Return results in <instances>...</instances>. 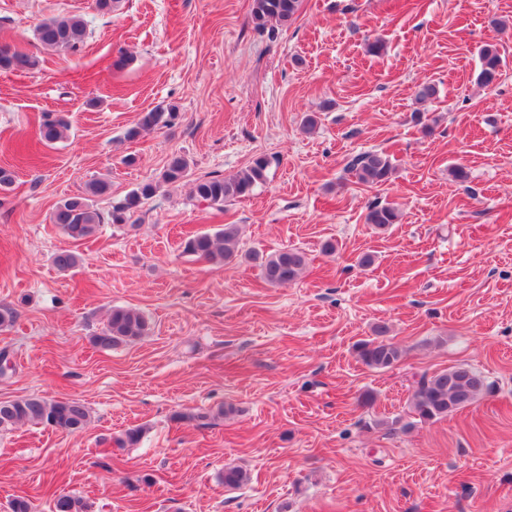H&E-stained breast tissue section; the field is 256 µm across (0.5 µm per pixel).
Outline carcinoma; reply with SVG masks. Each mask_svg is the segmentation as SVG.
I'll return each instance as SVG.
<instances>
[{
	"label": "carcinoma",
	"instance_id": "cac0c4a2",
	"mask_svg": "<svg viewBox=\"0 0 512 512\" xmlns=\"http://www.w3.org/2000/svg\"><path fill=\"white\" fill-rule=\"evenodd\" d=\"M302 0H253L251 20L257 28L270 23L288 25L297 15ZM87 20L80 14H66L40 22L35 29L37 41L44 47L64 53H76L84 44L87 35ZM504 65L499 48L487 44L479 51L477 83L482 87L493 85L501 75ZM36 66V60L20 49L0 50V68L4 70H27ZM176 117L175 108L168 112L145 113L138 126L129 131L135 137L142 131L168 125ZM68 123L63 116L46 112L38 128L39 140L52 145L62 139ZM269 161L259 156L230 178L209 176L193 183L194 196L210 206L218 208L224 204L250 195L254 188L266 179ZM347 168L358 182L382 185L390 181L393 165L387 155L370 152L359 155L348 163ZM189 173V162L182 155H174L165 166L160 179L147 182L127 195L124 202L112 209L109 220L113 224L126 225L143 201L152 198L161 185L183 181ZM110 183L105 179H94L86 183L84 191L60 202L52 215V222L69 239L80 242L93 237L104 222L103 215L94 205V199L106 195ZM401 214L391 205H373L366 214V223L378 230H386L399 223ZM240 233L235 224L210 233L200 232L190 236L184 243V252L208 262L221 264L239 253ZM251 259L257 262L262 280L277 286L293 282L307 266L306 254L297 249H281L270 254L254 253ZM61 271H68L80 262V256L71 250H61L54 256ZM151 324L142 312L133 308L114 307L107 321L92 337L95 346L112 349L148 336ZM376 337L358 344V355L362 362L375 370H385L398 363L404 350L385 338L386 327L375 329ZM492 384L487 377L467 365L459 364L446 370L422 376L411 396V412L421 422L438 420L463 409L490 393ZM224 417V409L197 412H178L174 419L179 422L214 421ZM91 421V413L85 403L78 399L58 401L38 395L0 401V432L10 431L21 425H42L66 433L83 431ZM224 487L236 489L248 481V474L237 466L224 468ZM52 512H87L83 499L71 495H60L53 500Z\"/></svg>",
	"mask_w": 512,
	"mask_h": 512
}]
</instances>
